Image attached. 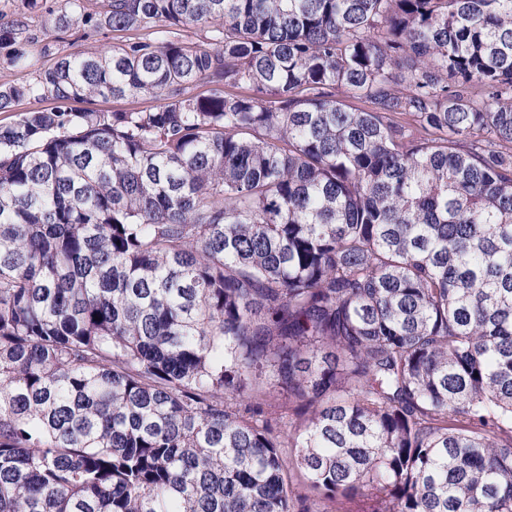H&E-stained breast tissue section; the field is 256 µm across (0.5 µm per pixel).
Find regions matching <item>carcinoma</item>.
Listing matches in <instances>:
<instances>
[{
  "instance_id": "cac0c4a2",
  "label": "carcinoma",
  "mask_w": 512,
  "mask_h": 512,
  "mask_svg": "<svg viewBox=\"0 0 512 512\" xmlns=\"http://www.w3.org/2000/svg\"><path fill=\"white\" fill-rule=\"evenodd\" d=\"M21 5L0 512H512V0ZM25 21L29 32L36 39L23 46L28 59L35 64L33 67H14L7 63V53L12 47L0 48V84H14L25 81L32 76L34 68H39L51 62L53 56L44 53L45 45H49L54 52L68 53L76 50L112 48L125 40V34L121 32H104L94 34L90 38H79V35L60 34L54 31L47 20L45 11L27 13ZM63 37L64 39H58ZM157 101L149 97H130L124 99H95L88 103H76L73 106L77 109H90L104 112H128L137 109H144L156 105Z\"/></svg>"
}]
</instances>
